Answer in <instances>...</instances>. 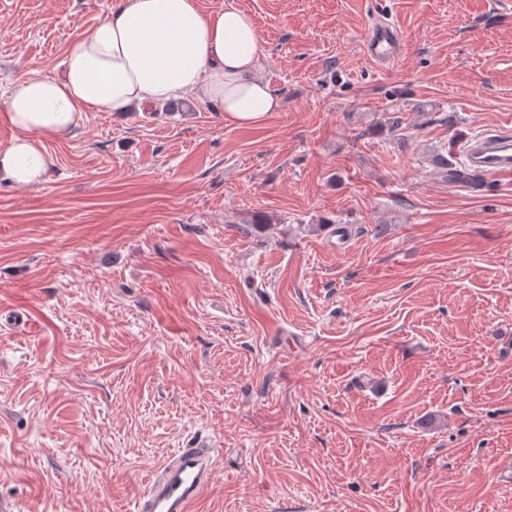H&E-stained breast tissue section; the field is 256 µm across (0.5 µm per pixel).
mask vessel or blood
<instances>
[{
  "label": "vessel or blood",
  "instance_id": "vessel-or-blood-1",
  "mask_svg": "<svg viewBox=\"0 0 512 512\" xmlns=\"http://www.w3.org/2000/svg\"><path fill=\"white\" fill-rule=\"evenodd\" d=\"M402 47L398 29L382 15L375 16L363 42L365 53L380 64L393 63ZM468 164L479 172L512 176V133H490L477 138L466 152ZM214 451L181 448L150 477L134 502V512H191V507L210 484Z\"/></svg>",
  "mask_w": 512,
  "mask_h": 512
}]
</instances>
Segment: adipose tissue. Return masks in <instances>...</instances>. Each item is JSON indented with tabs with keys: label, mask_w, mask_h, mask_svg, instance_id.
I'll use <instances>...</instances> for the list:
<instances>
[{
	"label": "adipose tissue",
	"mask_w": 512,
	"mask_h": 512,
	"mask_svg": "<svg viewBox=\"0 0 512 512\" xmlns=\"http://www.w3.org/2000/svg\"><path fill=\"white\" fill-rule=\"evenodd\" d=\"M263 38L232 6L196 0H117L58 60L52 77L10 79L0 115L17 131L0 149V182L25 190L52 165L43 138L63 139L87 113L154 110L193 97L226 122L263 121L281 102L261 70Z\"/></svg>",
	"instance_id": "ef3b65f1"
}]
</instances>
